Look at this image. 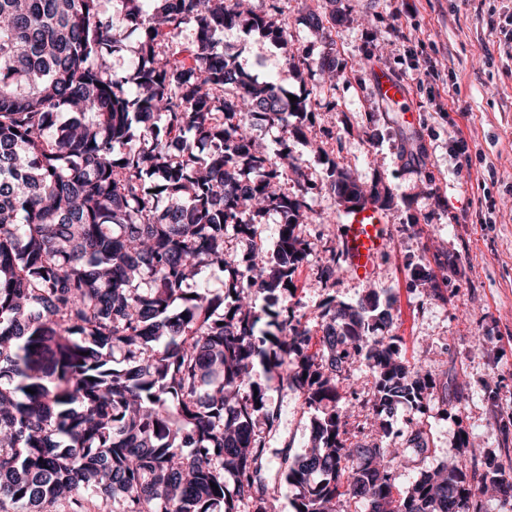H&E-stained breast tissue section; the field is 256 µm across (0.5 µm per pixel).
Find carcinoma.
Masks as SVG:
<instances>
[{"mask_svg": "<svg viewBox=\"0 0 512 512\" xmlns=\"http://www.w3.org/2000/svg\"><path fill=\"white\" fill-rule=\"evenodd\" d=\"M261 3L0 0V512H272L282 486L294 512H337L341 497L368 512H485L489 487L512 497L502 467L461 457L396 497L405 448L347 437L336 379L362 358L373 414L436 399L421 363L379 333L377 298L320 314L318 361L310 330L272 310L307 258L305 200L273 186L299 175L284 150L312 101L224 54L218 34L247 29L299 67L272 20L281 0ZM134 31L119 76L112 55ZM256 115L279 127L276 150L254 148ZM327 186L343 205L368 197L341 170ZM269 213L272 253L224 250L228 231L253 238ZM258 364L307 388L316 411L311 448L277 452L274 471ZM138 44L137 33L130 34L125 40L124 49L117 52L112 57V68L118 74H127L131 68L132 61L135 57V48Z\"/></svg>", "mask_w": 512, "mask_h": 512, "instance_id": "carcinoma-1", "label": "carcinoma"}]
</instances>
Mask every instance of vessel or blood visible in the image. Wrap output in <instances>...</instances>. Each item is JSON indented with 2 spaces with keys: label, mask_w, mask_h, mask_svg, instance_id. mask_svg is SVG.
Masks as SVG:
<instances>
[{
  "label": "vessel or blood",
  "mask_w": 512,
  "mask_h": 512,
  "mask_svg": "<svg viewBox=\"0 0 512 512\" xmlns=\"http://www.w3.org/2000/svg\"><path fill=\"white\" fill-rule=\"evenodd\" d=\"M375 89L382 103L407 101L403 84L385 70H377ZM337 222L340 226L338 250L347 272L363 280L371 279L393 244L386 214L364 201L358 208L343 210Z\"/></svg>",
  "instance_id": "obj_1"
}]
</instances>
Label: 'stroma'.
Returning a JSON list of instances; mask_svg holds the SVG:
<instances>
[{
    "label": "stroma",
    "instance_id": "stroma-1",
    "mask_svg": "<svg viewBox=\"0 0 512 512\" xmlns=\"http://www.w3.org/2000/svg\"><path fill=\"white\" fill-rule=\"evenodd\" d=\"M313 11L336 13L330 39L306 26ZM276 21L287 27L301 70L287 67L259 33L234 28L220 38L257 80L318 99L311 132L288 142L305 173V184L289 182L288 190L305 197L298 232L311 252L281 303L312 328L327 302L379 294L390 315L384 335L399 336L406 358L422 361L450 397L445 406L401 405L378 418L368 406L374 379L356 362L357 387L338 383L348 434L372 443L384 424L393 434L423 429L428 452L407 451L394 468L401 494L421 470L459 457L494 461L511 479L512 55L504 32L512 28V0H284ZM331 49L340 61L332 75L319 68ZM379 68L404 84L416 125L377 99ZM334 167L390 193L383 210L393 249L369 280L344 271L320 277L338 247L332 218L341 205L326 187ZM427 273L434 283L424 282ZM255 377L278 413L269 448L304 453L315 416L306 390L280 389L260 367Z\"/></svg>",
    "mask_w": 512,
    "mask_h": 512
}]
</instances>
